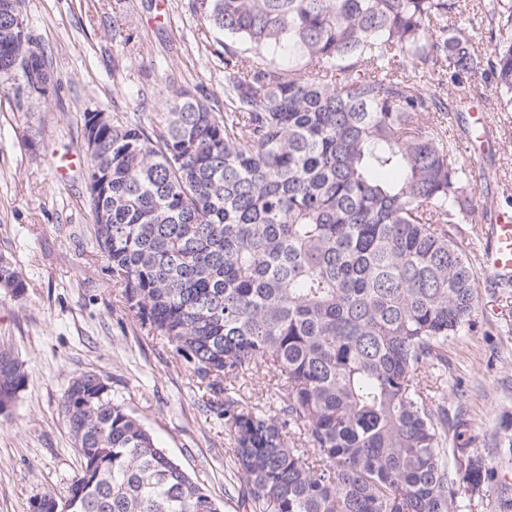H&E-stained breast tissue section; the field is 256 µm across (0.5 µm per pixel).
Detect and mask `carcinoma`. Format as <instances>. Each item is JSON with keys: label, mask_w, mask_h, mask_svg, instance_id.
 Masks as SVG:
<instances>
[{"label": "carcinoma", "mask_w": 512, "mask_h": 512, "mask_svg": "<svg viewBox=\"0 0 512 512\" xmlns=\"http://www.w3.org/2000/svg\"><path fill=\"white\" fill-rule=\"evenodd\" d=\"M11 2L0 79L33 71L27 97L46 100L45 56ZM188 7L223 36L224 111L176 90L156 123L99 127L86 175L107 192L87 202L114 287L224 416L252 512H453L488 470L444 404L448 339L480 305L460 243L469 164L445 119L477 75L489 111L512 112V0ZM0 288H25L3 257ZM270 374L283 390L246 403L242 381ZM27 381L1 348L0 407ZM61 408L78 473L39 512H218L99 374Z\"/></svg>", "instance_id": "1"}]
</instances>
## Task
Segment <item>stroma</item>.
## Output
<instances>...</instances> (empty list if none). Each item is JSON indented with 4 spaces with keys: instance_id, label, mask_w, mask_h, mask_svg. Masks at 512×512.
Wrapping results in <instances>:
<instances>
[{
    "instance_id": "35a3bbf8",
    "label": "stroma",
    "mask_w": 512,
    "mask_h": 512,
    "mask_svg": "<svg viewBox=\"0 0 512 512\" xmlns=\"http://www.w3.org/2000/svg\"><path fill=\"white\" fill-rule=\"evenodd\" d=\"M28 31L56 88L25 112L0 83V256L25 276L23 295L0 288V347L28 381L0 416V512H31L45 492L66 493L77 472L61 399L93 371L221 512H249L233 476L224 419L205 407L186 361L148 334L120 300L86 205L84 115L151 119L174 90L224 107V64L188 0H23ZM512 296L482 291L471 332L448 341V406L462 408L475 454L491 474L463 512H496L512 458L499 446L512 414Z\"/></svg>"
}]
</instances>
